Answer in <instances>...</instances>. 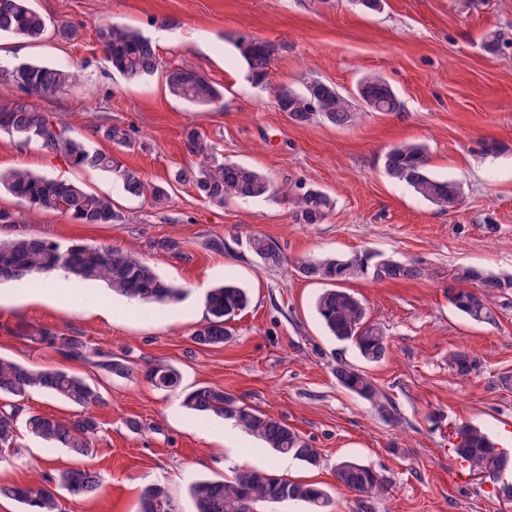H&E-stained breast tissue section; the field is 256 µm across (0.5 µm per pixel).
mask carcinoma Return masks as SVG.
Wrapping results in <instances>:
<instances>
[{
    "instance_id": "cac0c4a2",
    "label": "carcinoma",
    "mask_w": 512,
    "mask_h": 512,
    "mask_svg": "<svg viewBox=\"0 0 512 512\" xmlns=\"http://www.w3.org/2000/svg\"><path fill=\"white\" fill-rule=\"evenodd\" d=\"M2 32L33 40L49 32L63 40H70L77 34L66 24L50 26L47 18L32 6L31 0H0ZM98 40L106 62L128 80L152 76L162 69L156 48L134 27L118 23L104 25L98 30ZM511 46L512 39L501 32L490 33L483 41L484 51L492 56ZM237 47L251 79L257 84L264 82L273 64L272 47L266 42L244 37L237 40ZM164 78L169 93L189 103L212 106L223 100V91L197 70L170 68L164 71ZM76 79L77 75L71 70L36 62L0 66L1 88H19L29 96L40 98L56 95ZM356 93L369 112L389 114L401 109L392 87L381 77L363 78ZM275 99L278 109L287 113L295 124L319 119L331 126L345 127L363 116L335 85L319 80L307 82L301 90L281 86L276 90ZM46 116L47 113L22 102L0 105V129L39 144L74 168L112 174L132 197L147 196L157 205L167 201L164 187L149 183L139 172L126 167L116 153L91 148L59 120L56 129L48 128ZM96 132L119 151L135 146L130 131L117 124L99 127ZM184 146L197 162L177 169L173 179L179 184L193 186L211 204L222 206L233 199H258L280 193L288 197L294 224H321L333 208L332 198L317 188L296 184L278 188L257 168L219 159L215 148L194 130L185 134ZM383 170L390 180L411 188L442 211H453L461 203L460 186L431 173L429 148L422 142L407 140L393 144L384 155ZM0 186L31 211H59L79 224H116L123 219L110 197L90 192L78 183L37 175L25 168L1 173ZM248 247L266 268H279L284 263L278 244L263 235L249 237ZM58 268L71 273L77 284L106 285L112 293L143 305L145 312L156 306L173 304L182 297L180 287L159 276L132 249L84 244L63 248L54 242L26 235L0 240V282H27L38 286L43 275ZM298 270L308 280L330 284L315 302L323 326L335 339L352 342L361 359L371 364L383 361L388 354L385 333L380 326L368 321L362 301L340 284L359 278L376 282L444 278L448 280V303L475 323L494 322V302L512 292V274H497L468 265L432 271L415 262L399 261L382 253L309 258L299 263ZM249 303L248 291L232 281L226 280L212 288L205 297V315L193 333V341L205 347L224 344L232 336L229 323ZM18 336L46 344L64 358L88 363L109 377L127 378L133 374L132 361L126 356L92 352L77 336L46 327L23 328ZM448 367L460 376H469L477 369V361L465 351H453L448 356ZM144 376L154 386L165 390H175L181 383L177 368L160 361L146 364ZM336 381L347 391L372 403L381 414L388 417L397 414L395 405L381 399L374 379L360 367L340 362L336 367ZM32 392L61 400L78 411L69 418L25 413L17 400ZM2 397L11 398L13 402L7 410L0 408V452L16 445L19 427L23 426L52 448H67L77 458L93 455L100 428L95 410L105 405L106 399L84 377L0 355ZM182 404L205 421H235L259 441L260 446L251 449L253 453L271 450L289 455L308 467L320 463V450L286 422L238 404L236 398L220 387L200 386L188 391L184 393ZM461 434L463 443L455 449V454L467 462L470 469L482 471L493 461L498 471H512V458L496 452L485 432L465 427ZM334 474L337 484L344 489L369 496L388 493L389 483L371 467L356 460H340ZM100 486V473L85 465L60 470L53 478L42 476L29 483L1 485L0 496L20 504L23 512H61L56 488L61 487L73 496L91 497ZM190 496L195 512H241L244 500L253 505L303 503L308 512H330L332 505L329 494L317 484L254 469H241L224 480L195 481L190 486ZM139 512H176V505L164 486L152 484L140 493Z\"/></svg>"
}]
</instances>
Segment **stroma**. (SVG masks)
<instances>
[{
    "label": "stroma",
    "mask_w": 512,
    "mask_h": 512,
    "mask_svg": "<svg viewBox=\"0 0 512 512\" xmlns=\"http://www.w3.org/2000/svg\"><path fill=\"white\" fill-rule=\"evenodd\" d=\"M52 22L79 30L71 42L54 37L33 43L0 35V61H40L79 71L77 84L37 105L62 119L99 150L111 143L95 127L118 124L136 144L123 164L152 183L168 186L167 205L128 197L111 174L79 170L33 143L0 132V172L18 167L75 181L110 195L125 219L119 224H79L56 211L29 213L0 192V209L15 214L4 237L27 234L68 246H133L157 273L181 285L184 298L155 314L140 315L106 288H77L59 302L26 296L21 282L0 284V355L85 377L105 396L90 465L102 476L98 494L61 493L63 512H137L141 489L168 487L179 512H193L188 488L198 478L230 476L235 469L281 472L325 488L333 512H512L498 485L470 470L452 449L463 426L480 428L496 447L512 448V298L495 309L492 324L470 322L448 303V285L432 279L345 287L380 325L389 353L370 365L379 391L398 416L383 419L371 403L342 388L336 364H360L351 343L328 336L314 311L321 283L305 279L299 260L374 251L428 267L475 265L512 273V48L492 57L483 38H512V0H384L364 13L350 0H35ZM117 22L151 38L166 66L202 71L224 93L222 103L196 106L168 92L162 74L130 82L105 62L96 31ZM249 36L274 48L263 87L247 78L235 46ZM388 81L402 109L374 113L348 127L315 120L292 123L275 102L276 87L302 89L311 80L332 83L355 96L360 80ZM211 141L225 159L251 165L276 184L305 183L336 202L321 224L292 223L287 200H231L218 207L193 187L172 183L173 171L192 164L186 130ZM425 142L430 170L458 182L462 202L443 212L384 174L382 159L394 143ZM501 144L499 155L481 153L483 142ZM260 234L279 244L287 262L264 268L247 238ZM224 240L209 250L212 237ZM178 242L174 255L156 240ZM246 288L251 302L232 321L234 336L219 347L196 345L192 334L204 316L206 292L224 279ZM111 302L102 311L88 298ZM41 325L76 335L94 349L125 354L136 365L165 360L182 374V390L224 388L240 403L288 423L321 452L316 468L292 461L279 470L276 455L255 452L246 431L202 424L181 405V392L157 389L142 374L108 379L89 365L18 337L19 326ZM469 352L478 369L461 378L448 355ZM142 422L141 432L125 425ZM16 452L0 457V484H22L78 466L68 449L51 448L20 432ZM351 458L391 483L380 497L341 490L337 461Z\"/></svg>",
    "instance_id": "35a3bbf8"
}]
</instances>
